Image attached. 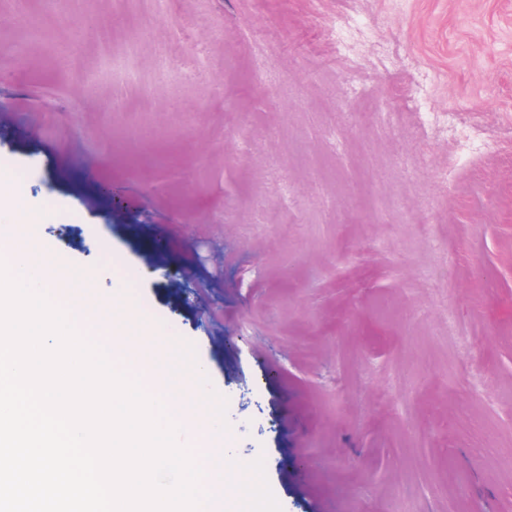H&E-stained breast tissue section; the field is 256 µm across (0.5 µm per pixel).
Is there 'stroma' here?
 Wrapping results in <instances>:
<instances>
[{
	"label": "stroma",
	"mask_w": 512,
	"mask_h": 512,
	"mask_svg": "<svg viewBox=\"0 0 512 512\" xmlns=\"http://www.w3.org/2000/svg\"><path fill=\"white\" fill-rule=\"evenodd\" d=\"M0 163L223 420L184 446L282 512H512V0H0Z\"/></svg>",
	"instance_id": "35a3bbf8"
}]
</instances>
